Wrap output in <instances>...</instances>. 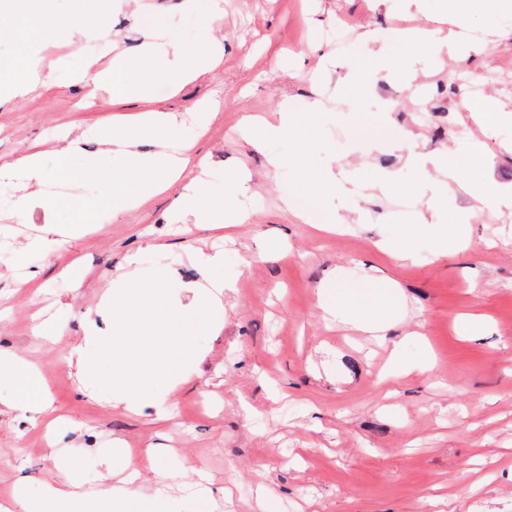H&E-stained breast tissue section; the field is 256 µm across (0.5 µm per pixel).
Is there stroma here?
Here are the masks:
<instances>
[{
	"label": "stroma",
	"mask_w": 512,
	"mask_h": 512,
	"mask_svg": "<svg viewBox=\"0 0 512 512\" xmlns=\"http://www.w3.org/2000/svg\"><path fill=\"white\" fill-rule=\"evenodd\" d=\"M215 35L224 49L219 68L206 80L180 85L165 108L187 114L198 102L222 108L194 151L214 180L244 171L243 188L224 205L248 213L230 229L184 223L176 217L177 190L153 197L120 215L103 213L99 231L65 242L40 267L42 292L21 285L9 261H0V347L38 363L60 422L52 446L42 429L0 405V496L10 512H22L57 475L55 454L66 449L86 479L89 500L118 485L128 455L154 449L159 465L188 462L189 481L211 489V512H266L267 490L278 512H512V206L479 204L456 187L453 204L475 209L464 225L468 249L437 258L438 230L421 191L384 189L381 173L406 175L405 150L384 143L385 128L421 137L427 149L480 143L489 174L512 186V128L482 131L461 100L472 89L464 78L495 72L499 83L484 96L512 105V19L497 11L475 15L469 27L487 39L463 59H438L404 48L391 57L415 72L372 73L362 57H349L324 30L343 23L356 33L423 27L440 0H218ZM58 14L82 8L95 28L118 35L130 56L140 52L145 26L179 31L193 39L198 15L183 0H39ZM40 50L44 73L60 59L97 52L99 44L59 35L42 39L24 31ZM331 94L337 106L312 113L308 103ZM81 84L50 85L25 96L0 87V163L38 145L48 150L83 133L113 112H140L145 102L86 107ZM289 103L308 163L324 173L353 172L348 188L358 212H343L336 197L320 203L308 220L286 208L297 200L298 172L287 158L286 140L257 150L244 140L239 122L260 116L278 123ZM442 107L440 121L415 120L418 106ZM466 129L467 138L457 137ZM282 158L271 169L269 156ZM411 200L394 210L398 197ZM0 195V226L32 232L65 225L68 210L32 206L10 213ZM344 213L341 231L321 232L330 216ZM224 246V264L211 276L230 282L224 293V326L204 331L196 347L199 372L167 396V436L157 434L153 410L134 413L100 404L78 390L68 352L88 323L106 328L97 305L111 288L125 256L146 244L171 253L170 303L190 308L188 283L199 280L195 252ZM406 244L400 262L387 247ZM79 286H72L69 271ZM395 288L385 345L351 325L326 319L319 286L351 289L357 279ZM70 309L69 321L50 339L32 336L35 313ZM477 316L473 333L460 323ZM407 343L409 363L430 352L431 371L396 379L385 376L392 343Z\"/></svg>",
	"instance_id": "1"
}]
</instances>
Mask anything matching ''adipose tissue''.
Returning <instances> with one entry per match:
<instances>
[{
	"instance_id": "obj_1",
	"label": "adipose tissue",
	"mask_w": 512,
	"mask_h": 512,
	"mask_svg": "<svg viewBox=\"0 0 512 512\" xmlns=\"http://www.w3.org/2000/svg\"><path fill=\"white\" fill-rule=\"evenodd\" d=\"M495 7L505 11L512 9V0H442L434 26L394 28L388 37L392 43L411 47L428 57L444 53L464 57L472 46L460 38L457 32L460 23ZM218 19V9L210 8L201 17L198 33L188 45L174 34L161 38L154 31H146L140 55L129 57L116 52L111 36L94 31L80 16L38 13L31 17V24L46 34H76L87 39H100L105 49L112 51V63L105 69H97V57L93 54L82 55L76 64L65 63L58 69L65 79L84 83L92 96L105 91L111 94L113 102L119 103L138 95L151 102L152 107L137 115H114L111 121L95 127L93 134L104 147L102 155H83L79 139L74 138L62 149L51 152L32 148L0 164V187L16 186L22 190L14 202L16 211H23L30 203L37 202L48 209L68 208L73 212L71 224L46 226L43 233L28 237L20 248H10L8 243L0 241L1 254L11 253L13 262L18 265L31 255H49L68 240L96 231L100 210L106 209L115 215L134 210L176 184L182 187L179 212L192 213L197 223L240 224L246 220V213L225 209L224 198L215 184L194 175L195 136L171 137V130L178 125L177 115L159 106L154 82L143 77L144 71L156 67L158 60L171 55L178 57L187 51L192 56V63L178 70V82L185 84L206 79L223 56V47L214 34ZM242 123L244 134L260 150L269 140L293 136L297 116L285 107L280 111L279 124L259 122L249 116L244 117ZM396 141L407 151L406 166L412 186L429 184L431 170L441 167L446 168L452 183L457 182L460 173L465 171L469 174L468 193L491 206L503 204L499 186L487 175L486 158L480 146L470 143L457 147V154L463 157L462 165L457 166L449 163L447 151H423L410 134H397ZM106 156L112 159L107 166L102 163ZM137 170L146 171L147 179L130 180V172ZM195 262L205 279L193 284L194 298L206 314L207 325L222 328L220 296L225 285L208 279L206 273L223 265L224 252L215 249L197 253ZM317 299L325 312L375 335L384 330L392 293L385 287L376 286L343 298L335 288L326 287L319 289ZM2 386L9 390L6 403L11 409L24 415L53 414L54 408L39 369L0 350ZM155 465L152 450H145L141 459L130 462L127 481L103 493L101 505L93 508L84 504L82 480L70 461L57 458V480L47 485L38 499L29 501L26 512H104L103 503H117L129 497L132 483L140 477L142 469Z\"/></svg>"
}]
</instances>
